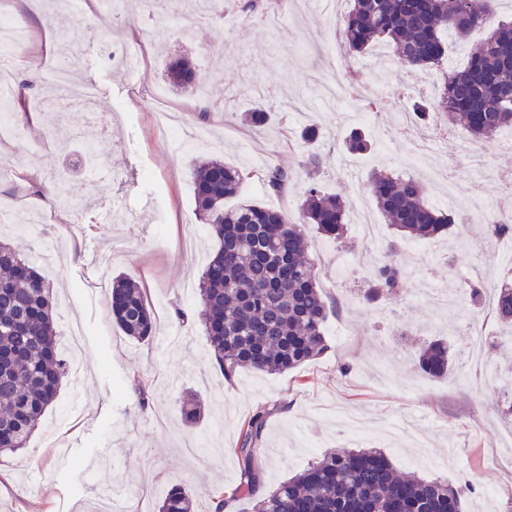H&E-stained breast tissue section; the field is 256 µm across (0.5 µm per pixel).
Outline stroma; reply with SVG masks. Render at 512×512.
<instances>
[{"label": "stroma", "instance_id": "stroma-1", "mask_svg": "<svg viewBox=\"0 0 512 512\" xmlns=\"http://www.w3.org/2000/svg\"><path fill=\"white\" fill-rule=\"evenodd\" d=\"M40 14L30 38L13 59V79L35 75L27 112L37 123H22L18 136L0 141V164L13 174L0 179V207L15 205L24 227L19 240L33 256L55 245L58 260L46 277L58 310L57 331L68 338L79 325L83 366L78 380L64 379L27 447L1 454L0 512H107V494L138 512L137 493L162 496L183 484L195 512H212L208 490L234 484L238 464L231 453L240 422L269 409L261 459L267 487L295 476L308 463L341 448L382 451L396 469L458 484L470 474L475 488L468 512H505L512 501V420L499 408L505 392L456 373L436 378L423 373L417 354L434 339L460 349L474 315L458 301L463 283L478 276L495 284L504 276L496 254L499 242L480 223L455 224L449 235L399 244L406 288L397 296L367 300L371 285L366 245L356 224L371 214L381 236L391 228L371 197L346 212L345 232L334 239L317 234L310 256L317 281L334 308L326 325L329 347L318 359L281 374L240 371L225 382L212 357L199 319V277L217 242L195 211L192 163L198 155L224 158L247 175L243 197L296 213L304 184L294 181L275 195L265 185L270 163L292 162L302 150L300 133L312 126L329 161L321 175L325 192L352 196L375 170L426 180L439 166L436 153L407 165L416 147L433 142L438 119L402 122L401 108L413 105L406 88L424 81L422 98L432 101L442 75H414L384 64L380 48L351 56L336 50V14L318 11L314 0H281L272 25L240 13L234 0H216L223 23L202 24L185 38L177 16L138 19L123 30L100 24L95 0H79V16L56 13L50 0H28ZM142 43L143 58L128 70L125 47ZM191 58L196 82L222 86L227 106L201 116L194 96L176 90L167 77L175 56ZM69 66L80 83L93 84L99 121L83 113L60 112L48 103L51 69ZM349 88L377 92L378 124L369 127L336 114L315 97L328 70ZM196 128L201 141L188 144L162 134L155 120L159 101ZM269 114L254 127L245 114ZM370 137L364 154L344 150L351 131ZM93 141L98 165L88 170L83 144ZM34 169L48 191H59L68 206L55 207L17 172ZM115 238L127 253L106 269L94 254ZM123 274L146 288L158 330L138 343L113 323L99 278ZM188 320L177 317V309ZM488 332L500 334L492 309L478 315ZM143 378L148 405H140L129 382ZM202 399V415L186 426L185 400Z\"/></svg>", "mask_w": 512, "mask_h": 512}]
</instances>
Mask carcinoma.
I'll return each mask as SVG.
<instances>
[{
	"label": "carcinoma",
	"instance_id": "carcinoma-1",
	"mask_svg": "<svg viewBox=\"0 0 512 512\" xmlns=\"http://www.w3.org/2000/svg\"><path fill=\"white\" fill-rule=\"evenodd\" d=\"M340 23L343 49L361 55L383 45L408 70H432L447 58L445 34L463 39L472 30L489 27L467 65L444 75L439 98L428 107L416 105L424 119L434 111L450 125H461L475 141L490 143L512 128V19L491 27L497 0H351ZM171 82L199 95L208 108L225 104L224 89L202 93L194 83V66L185 56L168 68ZM307 149L292 164L267 169L269 190L282 193L295 179L305 182L299 218L242 202L237 196L244 171L223 159L205 158L193 167L195 206L219 248L201 274L199 315L215 359L230 383L244 369L278 374L298 368L328 348V297L316 282L315 263L308 257L310 232L335 238L344 231L346 202L322 190L326 158L313 150L316 132L301 135ZM367 189L394 229L390 244L373 267L371 291L397 295L403 291L398 242L404 238L434 239L457 222L431 207L424 187L413 177L373 173ZM491 239L512 238V218L484 225ZM500 322L512 327V282L492 288ZM487 286L478 279L464 287L471 310L485 301ZM112 319L124 336L137 342L153 338L156 320L146 293L137 283L118 276L109 289ZM56 310L41 267L19 246L0 241V454L26 444L55 399L66 377L59 349ZM419 368L432 376L462 367L458 354L438 342L419 355ZM268 413L258 411L241 426L231 453L238 462L236 484L209 491L217 509L242 497L256 499V512H462L465 490L438 479L399 475L385 454L343 450L325 455L301 473L265 489L259 458ZM191 495L180 484L169 488L158 512H192Z\"/></svg>",
	"mask_w": 512,
	"mask_h": 512
}]
</instances>
